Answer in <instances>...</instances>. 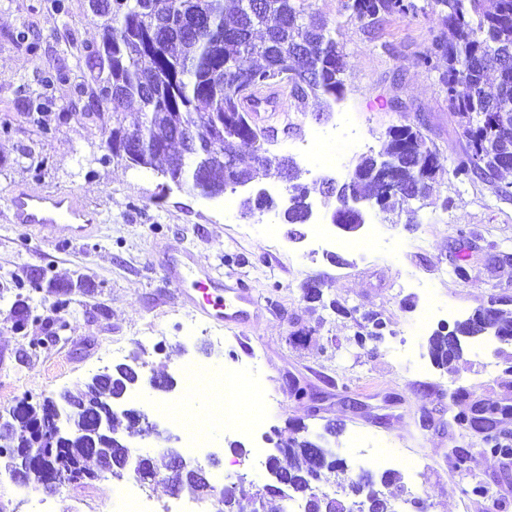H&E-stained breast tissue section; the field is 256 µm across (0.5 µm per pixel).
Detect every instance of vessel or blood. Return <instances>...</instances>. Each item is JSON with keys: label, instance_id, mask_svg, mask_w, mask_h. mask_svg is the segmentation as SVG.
<instances>
[{"label": "vessel or blood", "instance_id": "obj_1", "mask_svg": "<svg viewBox=\"0 0 512 512\" xmlns=\"http://www.w3.org/2000/svg\"><path fill=\"white\" fill-rule=\"evenodd\" d=\"M10 221L46 235L49 243L58 244L87 236L95 217L71 194L45 193L21 189L4 199ZM165 274L179 286L193 289L192 304L208 318L228 324L241 323L249 314L253 301L242 288H228L206 271L170 256Z\"/></svg>", "mask_w": 512, "mask_h": 512}]
</instances>
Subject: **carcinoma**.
Segmentation results:
<instances>
[{"instance_id":"obj_1","label":"carcinoma","mask_w":512,"mask_h":512,"mask_svg":"<svg viewBox=\"0 0 512 512\" xmlns=\"http://www.w3.org/2000/svg\"><path fill=\"white\" fill-rule=\"evenodd\" d=\"M431 0L438 11L442 30L419 62L430 70L444 59L446 69L439 81L448 91V111L459 118L466 147L457 158L454 177L465 181L479 178L495 193L512 198V182L502 184V173L512 171V0ZM350 15L368 26L385 15L414 17L425 10L417 0H344ZM100 41L83 45L80 59L93 73L95 87L88 107L112 110L109 137L129 158L126 167L152 169L166 178L178 179L182 189L195 192L194 170L206 160L208 178L227 184L224 145L239 141L252 147L250 162L240 166L238 176L258 181L274 171L288 175L293 206L283 214L285 224H303L307 213L308 187L294 183L300 169L286 154L264 149V128L253 113L274 106L275 94L288 90L300 103L309 100L324 107L343 98L346 56L337 46L328 22L305 11L304 0H112V12L103 15ZM469 68V80L461 82V66ZM465 91H460V88ZM140 104L141 120L124 125L126 104ZM131 140H117L118 134ZM430 161V170L418 166ZM442 168L438 155L416 128L389 129L384 149L378 155H364L354 166L350 180L323 191L343 222L355 216L346 209L350 197L382 200L393 209L406 204L397 190H408L417 199L429 194L431 182ZM274 201L247 195L240 201L243 215L273 207ZM55 284L44 269L33 270L16 288L39 293ZM14 325L27 328L31 308L22 294L12 304ZM491 334L501 342L512 340V317L502 309L483 307L455 323L452 333L436 331L428 340L433 360L448 366L460 357L456 337ZM105 384L84 386L72 394L78 403L91 406ZM466 389L459 387L451 397L458 410L449 421L462 430L478 419L463 405ZM51 411L47 403L19 409V427L0 442V459L9 465L16 448L38 442L37 468L63 467L77 470L89 460H112V478L125 476L122 460L128 449L103 440L90 446L82 440L52 444L37 435L36 426ZM478 452L512 456V445L501 434L484 429ZM149 468L157 475L168 472L170 487L188 484L204 491L190 472L174 468L166 454L152 457ZM274 483L249 495L251 512H265L267 500H288L308 480L329 473L337 476L339 488L356 494L366 485L378 499L384 489L401 482L390 471L375 481L367 475L359 482L347 481L343 460L333 449L308 439L290 437L279 455L269 460ZM360 502H345L338 493L322 491L308 512H356Z\"/></svg>"}]
</instances>
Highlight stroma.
<instances>
[{
	"mask_svg": "<svg viewBox=\"0 0 512 512\" xmlns=\"http://www.w3.org/2000/svg\"><path fill=\"white\" fill-rule=\"evenodd\" d=\"M0 0V197L15 189L72 194L98 216L92 232L79 240L49 245L37 233L10 223L0 210V286L36 268L69 285V305L57 310L45 291L34 305L40 323L16 332L10 302L0 301V410L25 396L39 399L72 389L89 377L139 354L145 374L172 375L173 392L136 388L132 407L143 410L160 431L180 437V409L199 404L183 369L236 365L265 398L262 431L242 437L245 453L233 452L234 435L211 433L203 448L184 449L191 462L208 469L213 483H272L269 471L253 465L254 447L273 451L280 435L302 426L309 438L336 427L331 447L351 476L382 471L356 453L355 436L386 441L396 461L426 458L418 476L403 474L398 512H512V457L477 453L479 437L448 422V387H464L479 409L512 407V343L490 335L462 342L453 369L439 367L428 350L430 335L467 318L490 299L512 311V199H500L482 180L463 182L452 174L466 140L437 71L418 62L441 28L433 9L417 17L392 15L363 26L342 8V0H305L307 11L324 16L347 57L345 96L330 118L316 122L299 113L287 93L277 109L259 113L261 126L283 127L284 114L300 115L307 126L339 128L338 163L298 154L292 138H278L276 151L295 156L300 183L322 176L345 180L356 159L378 153L390 127L419 126L442 169L428 198L414 200L404 213L374 209L368 227L336 231L340 245L324 256L305 258L301 240L309 225L267 226L263 215L244 218L238 205L173 189L149 169L101 163L112 125L108 111L86 115L90 72L79 48L99 39L86 0ZM29 38L17 40L19 29ZM63 68L64 83L46 87V70ZM51 104L40 133L28 114L42 99ZM404 111H396L394 101ZM46 167H38L40 158ZM187 254L193 265L229 285H242L255 299L242 325L226 327L192 308L183 289L166 280L162 264ZM465 266L467 277L455 273ZM319 282L321 300L303 288ZM436 306L434 320L419 326L420 313ZM381 319L383 338L358 346L365 315ZM66 323L51 349L33 354L32 340L43 337V320ZM120 343L110 357L105 348ZM297 382L306 390L295 397ZM470 451L469 468L449 460L451 449ZM132 475L112 479L101 473L90 484L60 488L50 512H126ZM477 480L490 487L487 498L463 497L460 486Z\"/></svg>",
	"mask_w": 512,
	"mask_h": 512,
	"instance_id": "stroma-1",
	"label": "stroma"
}]
</instances>
